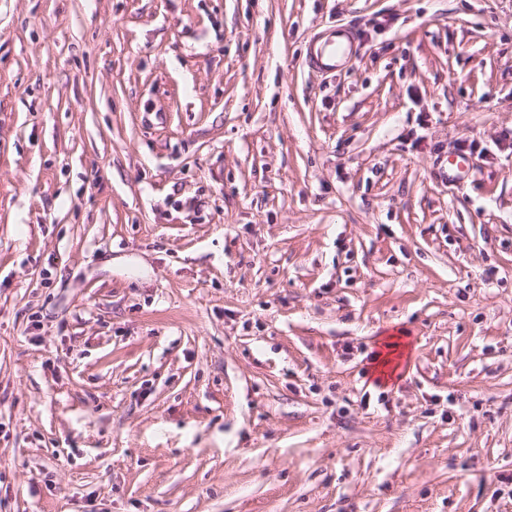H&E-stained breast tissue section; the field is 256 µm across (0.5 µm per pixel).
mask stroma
Segmentation results:
<instances>
[{
	"instance_id": "stroma-1",
	"label": "stroma",
	"mask_w": 512,
	"mask_h": 512,
	"mask_svg": "<svg viewBox=\"0 0 512 512\" xmlns=\"http://www.w3.org/2000/svg\"><path fill=\"white\" fill-rule=\"evenodd\" d=\"M0 512H512V0H0ZM325 31L310 39L307 58L317 72L335 75L344 70L355 54L357 37L346 25H335Z\"/></svg>"
}]
</instances>
